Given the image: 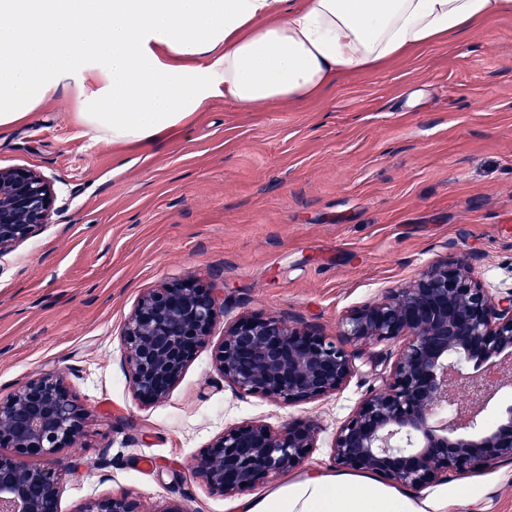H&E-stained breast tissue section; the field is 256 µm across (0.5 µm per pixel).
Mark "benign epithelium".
Instances as JSON below:
<instances>
[{"label":"benign epithelium","mask_w":512,"mask_h":512,"mask_svg":"<svg viewBox=\"0 0 512 512\" xmlns=\"http://www.w3.org/2000/svg\"><path fill=\"white\" fill-rule=\"evenodd\" d=\"M57 195L42 174L0 168V257L49 223ZM224 313V291L190 282L144 292L125 323L132 389L159 400ZM341 335L353 345L406 337L390 373L336 431L342 469L372 472L420 489L453 470L463 474L512 459V405L486 418L488 404L512 385V295L495 298L461 259L430 266L408 288L350 311ZM224 382L283 404L339 391L354 374V353L276 316H243L224 330L215 355ZM86 414L61 373L28 381L0 401V512H58L60 448H73ZM312 422L273 430L254 420L229 428L196 458L194 473L232 497L271 474L300 466L315 447ZM31 455L45 461L32 464ZM82 512H141L126 495L88 502Z\"/></svg>","instance_id":"7a95c632"}]
</instances>
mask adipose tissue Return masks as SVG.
<instances>
[{
  "instance_id": "adipose-tissue-1",
  "label": "adipose tissue",
  "mask_w": 512,
  "mask_h": 512,
  "mask_svg": "<svg viewBox=\"0 0 512 512\" xmlns=\"http://www.w3.org/2000/svg\"><path fill=\"white\" fill-rule=\"evenodd\" d=\"M512 12V0H0V127L74 91L97 138L135 148L186 133L216 96L292 103ZM373 474H304L233 512H446Z\"/></svg>"
}]
</instances>
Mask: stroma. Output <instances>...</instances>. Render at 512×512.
<instances>
[{
	"mask_svg": "<svg viewBox=\"0 0 512 512\" xmlns=\"http://www.w3.org/2000/svg\"><path fill=\"white\" fill-rule=\"evenodd\" d=\"M77 109L60 91L0 129V167L38 171L57 194L50 222L0 257V400L60 372L85 408L77 447L57 452L60 512L112 495L143 512H232L192 467L253 419L316 422L300 470H334L337 429L389 377L401 340L356 349L345 387L288 406L225 383V323L275 315L335 339L347 311L463 257L492 295L512 292V13L300 103L214 98L186 135L132 155ZM189 279L223 288V323L163 399L141 401L124 323L143 291ZM462 479L482 497L447 512H512V460L421 494Z\"/></svg>",
	"mask_w": 512,
	"mask_h": 512,
	"instance_id": "1",
	"label": "stroma"
}]
</instances>
